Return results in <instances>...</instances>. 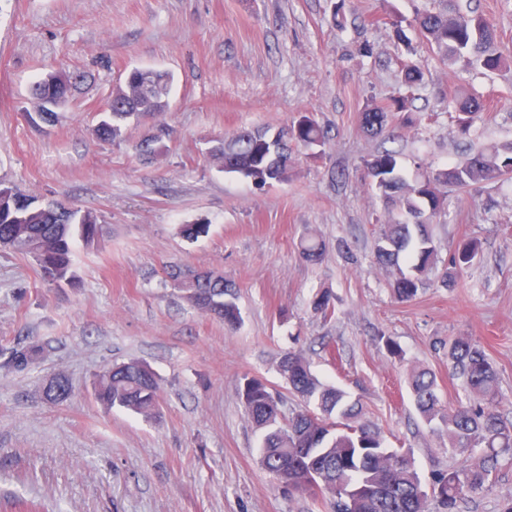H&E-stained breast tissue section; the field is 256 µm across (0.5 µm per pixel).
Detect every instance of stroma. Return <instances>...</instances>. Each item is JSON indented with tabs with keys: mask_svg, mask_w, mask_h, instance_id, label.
Segmentation results:
<instances>
[{
	"mask_svg": "<svg viewBox=\"0 0 512 512\" xmlns=\"http://www.w3.org/2000/svg\"><path fill=\"white\" fill-rule=\"evenodd\" d=\"M430 2L0 0V182L110 227L99 245H77L73 287L49 286L32 259L0 248V347L47 345L28 372L0 368V492L58 512H318L260 469L261 433L238 395L247 376L284 390L275 359L289 347L361 398L389 445L412 449L425 480L462 462L410 394L409 370L423 367L435 373L442 404L465 398L436 339L467 335L486 346L500 374L499 409L512 419V182L450 193L434 219L440 260L462 240L480 244L455 285L431 283L402 304L375 261L384 225L402 214L362 180L366 159L397 150L413 176L512 142V66L480 74L443 64L420 31L408 30L404 43L383 22ZM457 2L482 13L512 56V0ZM366 43L372 56L359 53ZM408 60L423 72L415 124L396 141L366 134L360 112L403 93ZM61 67L76 83L46 122L30 89ZM136 67L172 79L163 116L172 134L152 159L136 151L150 123L130 124L117 145L93 134L113 88ZM459 92L486 104L467 138L448 113ZM304 115L330 139L315 155L294 149L288 181L255 185L209 154L240 128L275 130ZM196 223L209 224L208 236L182 237L181 225ZM309 232L329 246L322 263L298 254ZM172 263L234 280L240 328L227 332L194 309L165 280ZM322 288L335 296L329 320L311 305ZM381 333L403 350V364L375 343ZM131 357L160 380L157 417L95 398L98 375ZM57 375L73 394L54 406L41 387ZM511 502L512 460L503 458L492 488L463 512H503Z\"/></svg>",
	"mask_w": 512,
	"mask_h": 512,
	"instance_id": "obj_1",
	"label": "stroma"
}]
</instances>
